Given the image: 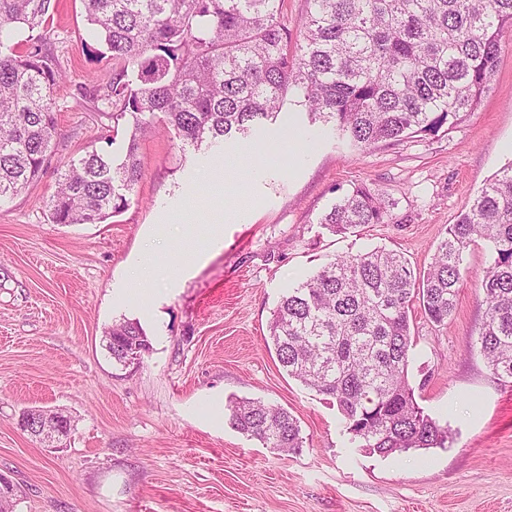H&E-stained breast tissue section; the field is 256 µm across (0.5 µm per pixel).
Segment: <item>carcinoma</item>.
<instances>
[{"instance_id":"cac0c4a2","label":"carcinoma","mask_w":512,"mask_h":512,"mask_svg":"<svg viewBox=\"0 0 512 512\" xmlns=\"http://www.w3.org/2000/svg\"><path fill=\"white\" fill-rule=\"evenodd\" d=\"M110 56L105 99L126 120L117 159L96 150L61 166L49 202L55 224H100L124 211L141 175L139 144L157 128L200 149L247 137L275 121L297 93L312 119L362 150L435 132L474 111L489 90L512 0H307L296 32L285 0H82ZM56 0H0V201L42 174L57 135L52 91L58 61L43 51ZM16 25L25 50L3 36ZM384 194L358 185L320 218L330 232L389 224ZM486 242L492 262L477 285L486 317L477 345L492 372L512 380V164L494 175L448 225L427 272L385 248L340 257L281 298L269 338L288 376L325 396L351 440L389 457L443 448L448 427L427 414L409 377V313L448 324L464 283V254ZM112 359L150 349L138 322L105 334ZM237 431L282 452L302 448L287 410L240 398Z\"/></svg>"}]
</instances>
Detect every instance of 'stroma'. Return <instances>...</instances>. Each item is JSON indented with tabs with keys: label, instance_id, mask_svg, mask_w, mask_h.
<instances>
[{
	"label": "stroma",
	"instance_id": "35a3bbf8",
	"mask_svg": "<svg viewBox=\"0 0 512 512\" xmlns=\"http://www.w3.org/2000/svg\"><path fill=\"white\" fill-rule=\"evenodd\" d=\"M47 27L65 74L53 93L58 135L38 182L0 203V476L18 488L14 512H512V382L474 345L485 242L465 254L447 325L417 306L410 314L409 373L430 371L417 401L448 426L446 447L366 453L337 407L265 346L281 297L335 258L383 247L429 268L446 227L512 161V32L489 91L454 125L363 151L290 103L276 124L199 150L159 132L139 146L126 210L55 224L58 168L95 148L121 157L124 136L104 99L112 64L81 41L92 30L81 0H59ZM360 184L393 200L396 223L329 232L322 214ZM204 230L223 241L200 259ZM148 257L157 276L135 285ZM122 319L151 344L126 367L102 341ZM233 398L287 409L302 448L281 453L239 433ZM31 406L74 417L64 448L21 430Z\"/></svg>",
	"mask_w": 512,
	"mask_h": 512
}]
</instances>
